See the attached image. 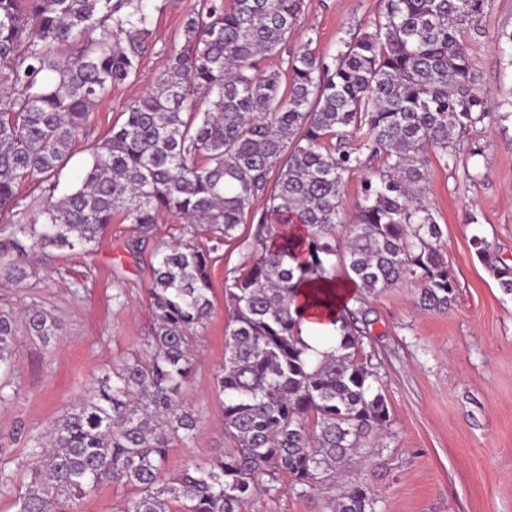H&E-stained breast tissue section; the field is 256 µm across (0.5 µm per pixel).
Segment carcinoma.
<instances>
[{
	"label": "carcinoma",
	"instance_id": "carcinoma-1",
	"mask_svg": "<svg viewBox=\"0 0 512 512\" xmlns=\"http://www.w3.org/2000/svg\"><path fill=\"white\" fill-rule=\"evenodd\" d=\"M491 3L383 0L328 62L311 37L287 49L303 0H199L164 69L91 146L80 186L58 197L59 172L93 133V106L138 79L150 16L144 0H0V212L16 216L11 249L89 250L118 216L132 225V250L164 214L186 230L154 270L146 351L95 376L53 423L50 447L29 438L43 460L17 512H74L105 482L135 487L125 512H169L172 502L181 512H245L260 487L283 478L299 496L342 485L330 512H379L371 485L348 480L383 455L392 425L365 354V298L412 282L422 311L456 302L429 168L479 181L465 163L475 154L466 134L512 121V93L491 102L480 57L461 40ZM284 51L286 69H260ZM376 162L350 221L345 175ZM30 179L40 194L27 202L20 185ZM248 222L257 223L252 264L225 282L214 377L230 447L168 477L172 442L199 430L183 388L212 311L211 253ZM474 249L512 295V267L483 238ZM0 278L18 286L28 272L1 253ZM342 278L357 297L335 313L340 336L320 352L303 336L300 289L328 312ZM25 327L44 343L55 336L37 306ZM13 339L1 314L0 366Z\"/></svg>",
	"mask_w": 512,
	"mask_h": 512
}]
</instances>
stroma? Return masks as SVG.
<instances>
[{
    "label": "stroma",
    "mask_w": 512,
    "mask_h": 512,
    "mask_svg": "<svg viewBox=\"0 0 512 512\" xmlns=\"http://www.w3.org/2000/svg\"><path fill=\"white\" fill-rule=\"evenodd\" d=\"M196 3L146 0L155 41L138 80L116 87L95 105V138L106 136L124 105L163 70ZM380 9L379 0H304L301 25L288 46L309 40L316 52L337 55ZM504 28L512 29V0H493L481 29L462 35L482 60L480 87L494 99L512 91V66L502 64L504 45L497 37ZM472 138L482 151L468 163L481 171V182L463 184L461 171L436 165L429 176V200L459 286L454 306L444 314L421 311L412 303L415 286L406 283L366 299L367 351L392 415L382 457L360 469L379 497L380 512H512V297L503 294L472 245L474 237L486 238L512 265V123L483 125ZM255 230V224L242 225L236 239L214 254L212 313L198 332L185 390L199 430L193 439L173 443L167 474L224 446L214 386L224 361V286L234 271L248 268ZM181 233V220L162 216L150 240L133 253L130 224L115 222L92 251L28 253L22 259L30 272L26 287L0 281V313L10 314L16 328L11 365L0 371V478L9 481L0 492V512H16L15 501L39 466L27 435L46 434L102 369L144 352L153 327L149 288L157 250ZM118 283L125 290L119 303L112 298ZM32 304L59 326L50 343L26 332L21 314ZM332 495L326 489L301 497L283 480L246 512H326ZM135 496L133 486L106 483L80 501L76 512H125Z\"/></svg>",
    "instance_id": "obj_1"
}]
</instances>
